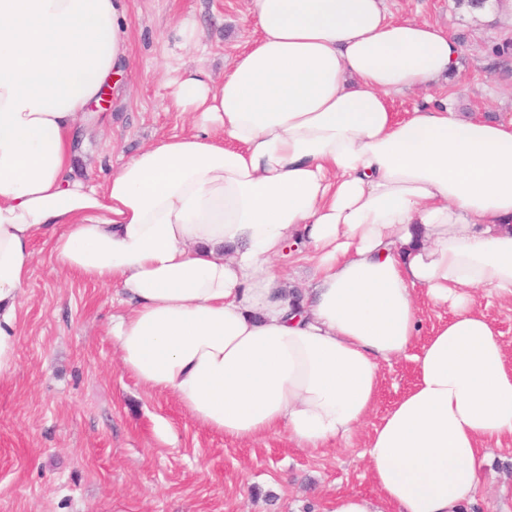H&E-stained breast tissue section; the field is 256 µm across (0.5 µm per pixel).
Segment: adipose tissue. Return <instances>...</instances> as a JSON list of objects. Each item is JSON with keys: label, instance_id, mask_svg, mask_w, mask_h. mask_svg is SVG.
<instances>
[{"label": "adipose tissue", "instance_id": "obj_1", "mask_svg": "<svg viewBox=\"0 0 512 512\" xmlns=\"http://www.w3.org/2000/svg\"><path fill=\"white\" fill-rule=\"evenodd\" d=\"M130 0H0V375L44 239L55 265L112 284L121 366L240 441L349 443L382 364L419 334L417 291L451 318L371 432L377 499L334 512H460L479 445L512 437V366L472 290L512 297V119L390 97L459 63L441 27L383 0H249L258 36L223 80L184 70L188 132L97 184L73 173L88 105L128 66ZM309 246L299 308L275 271Z\"/></svg>", "mask_w": 512, "mask_h": 512}]
</instances>
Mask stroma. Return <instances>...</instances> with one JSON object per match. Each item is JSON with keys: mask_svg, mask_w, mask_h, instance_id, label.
<instances>
[{"mask_svg": "<svg viewBox=\"0 0 512 512\" xmlns=\"http://www.w3.org/2000/svg\"><path fill=\"white\" fill-rule=\"evenodd\" d=\"M397 19L428 21L461 40L457 69L394 96L404 116L425 93L445 94L465 116L512 118V59L488 50L512 38V9L477 16L456 0H385ZM194 13L205 51L182 49L172 25ZM129 72L102 119L84 125L74 167L105 180L142 147L188 128L169 108L175 70L222 78L255 36L247 0H132ZM18 308L14 369L0 375V512H332L337 497H375L367 437L416 381V362L383 365L375 405L349 446L300 448L282 433L248 443L208 429L172 396L140 385L116 357L107 330L119 309L113 286L59 271L43 240ZM512 364V299L472 294ZM165 430H158V423ZM477 494L463 512H512V438L480 445Z\"/></svg>", "mask_w": 512, "mask_h": 512, "instance_id": "obj_1", "label": "stroma"}]
</instances>
